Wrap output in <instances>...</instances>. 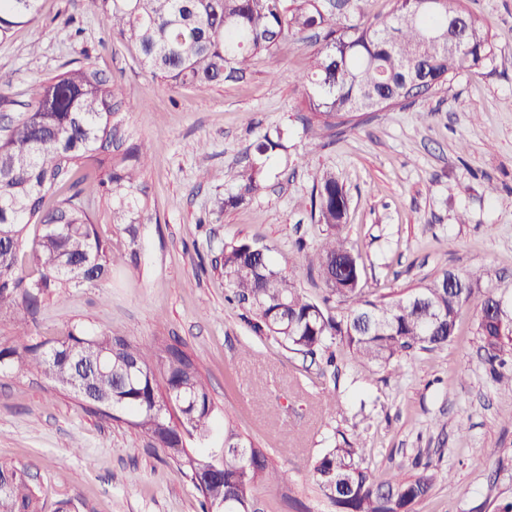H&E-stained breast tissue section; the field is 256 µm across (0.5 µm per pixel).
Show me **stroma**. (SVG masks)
I'll list each match as a JSON object with an SVG mask.
<instances>
[{
  "label": "stroma",
  "mask_w": 512,
  "mask_h": 512,
  "mask_svg": "<svg viewBox=\"0 0 512 512\" xmlns=\"http://www.w3.org/2000/svg\"><path fill=\"white\" fill-rule=\"evenodd\" d=\"M462 2L490 31L491 66L330 130L302 122L312 37L255 57L246 80L202 92L153 78L85 0H42L33 25L0 41V138L25 114L36 81L89 61L112 80V153L139 146L153 204L139 226L138 267L53 297L33 340L83 328L179 341L215 405L208 447H223L230 416L288 472L287 484L260 490L262 512H296L298 502L330 512L312 471L338 431L359 439L380 477L436 475L417 512H499L512 502V389L480 361L479 299L462 307L444 348L369 369L345 354L327 370L256 333L211 265L214 246L246 238L320 298L324 285L295 243L313 249L326 233L311 207L314 177L328 170L348 195L343 234L373 295L479 267L500 268V288L512 290V0ZM65 27L74 39L62 40ZM276 128L288 138L266 161L263 189L225 206L237 171ZM1 464L27 473L41 512H202L166 452L36 372H0Z\"/></svg>",
  "instance_id": "stroma-1"
}]
</instances>
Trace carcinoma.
<instances>
[{
	"label": "carcinoma",
	"mask_w": 512,
	"mask_h": 512,
	"mask_svg": "<svg viewBox=\"0 0 512 512\" xmlns=\"http://www.w3.org/2000/svg\"><path fill=\"white\" fill-rule=\"evenodd\" d=\"M40 0H0V40L16 27L33 24ZM112 36L134 46L150 73L172 84L206 88L239 81L258 54L274 55L308 31L321 38L309 72L306 124H345L356 112H386L431 93L463 70L478 72L494 62L489 32L461 6L439 0H394L391 16L362 20L366 0H85ZM112 81L89 64H79L30 88V110L0 142V315L23 309L37 316L64 288L112 277L125 260L138 266L137 252L116 256L99 235L94 211L105 200L106 222L122 227L137 243V224L147 211L139 181L141 154L128 149L112 160ZM284 133L265 134L256 161L238 175V192L224 205L238 206L260 191L264 158L283 147ZM94 162L105 176L47 205L66 176ZM314 216L328 234L310 258L325 285L319 300L305 296L285 275L267 247L245 239L224 244L212 267L224 276L227 299L249 306L253 328L287 348L330 366L335 347L348 349L362 366L388 365L452 340L461 307L497 272L480 268L459 275L444 272L405 297H373L361 286V266L347 247L342 221L348 197L333 173L322 172L313 187ZM40 229L31 260L37 275L18 271V253L28 226ZM347 311L336 313V306ZM483 361L494 380L512 387V310L494 309L484 297L477 314ZM27 329L15 345L0 347V369L23 373L39 368L55 385L74 392L90 407L129 417V423L174 458L203 497V512L257 508L259 490L285 480L268 451L224 422V447L185 453L183 438L201 442L214 427V403L196 362L177 344L157 350L125 338L78 329L53 341L29 345ZM181 406L182 420L168 417V403ZM316 485L334 512H414L435 476L421 473L377 479L364 449L345 435L313 466ZM0 512H39L36 492L24 475L0 466Z\"/></svg>",
	"instance_id": "cac0c4a2"
}]
</instances>
